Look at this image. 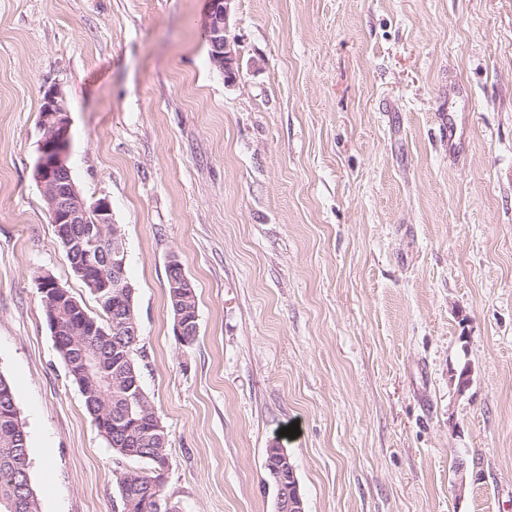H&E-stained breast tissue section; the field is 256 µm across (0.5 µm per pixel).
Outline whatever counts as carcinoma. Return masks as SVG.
I'll list each match as a JSON object with an SVG mask.
<instances>
[{
	"label": "carcinoma",
	"mask_w": 512,
	"mask_h": 512,
	"mask_svg": "<svg viewBox=\"0 0 512 512\" xmlns=\"http://www.w3.org/2000/svg\"><path fill=\"white\" fill-rule=\"evenodd\" d=\"M99 306L105 319L89 317L91 324L81 331L63 323L66 346L61 354L68 373L79 386L86 409L99 433L121 459L142 461L148 469L155 467L154 458L167 456V443L153 437V406L148 397L143 401L127 397L126 382L132 373L139 374L137 364L112 361L114 349L130 351V338L112 329V306L103 301ZM29 439L21 419L13 420L0 411V512H40L39 500L29 472ZM147 474L135 473L118 486L123 512H165L162 493L151 497Z\"/></svg>",
	"instance_id": "1"
}]
</instances>
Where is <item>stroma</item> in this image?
Returning a JSON list of instances; mask_svg holds the SVG:
<instances>
[{
	"label": "stroma",
	"instance_id": "1",
	"mask_svg": "<svg viewBox=\"0 0 512 512\" xmlns=\"http://www.w3.org/2000/svg\"><path fill=\"white\" fill-rule=\"evenodd\" d=\"M205 8L0 0V374L41 512H122L142 468L92 423L37 288L102 315L34 178L51 87L72 178L125 236L169 504L274 512L277 445L305 512H512V0H234L233 83ZM187 306L184 310H181V306L178 307L179 311L176 314L175 318V335L177 336V339L181 343V341L184 343V345H188V341L185 339V336H197L198 333V325L196 323V316H191L190 313L192 312L189 308H196L197 310V304L195 299V294L192 296H188L187 298Z\"/></svg>",
	"mask_w": 512,
	"mask_h": 512
}]
</instances>
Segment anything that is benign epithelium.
Returning a JSON list of instances; mask_svg holds the SVG:
<instances>
[{
  "label": "benign epithelium",
  "mask_w": 512,
  "mask_h": 512,
  "mask_svg": "<svg viewBox=\"0 0 512 512\" xmlns=\"http://www.w3.org/2000/svg\"><path fill=\"white\" fill-rule=\"evenodd\" d=\"M234 0H206L205 33L210 59L230 82L239 76V62L230 35L231 5ZM38 126L42 132V155L35 166V179L42 188L51 222L57 236L70 251L78 252L77 275L104 296L115 300L116 329L124 336L138 338L140 327L133 313L134 288L125 277L126 247L120 225L113 222L110 202L99 199L87 204L81 196L66 164L70 145L68 112L54 89L45 91ZM84 225L81 235L72 233V225ZM37 286L43 301L54 304L45 309L51 335L61 332L58 304H67L79 311L81 305L53 277L38 278ZM198 333L196 317L191 309L179 311L175 318V335L180 341ZM267 462L277 490L275 512H305L299 493L295 467L283 448L269 449Z\"/></svg>",
  "instance_id": "1"
}]
</instances>
